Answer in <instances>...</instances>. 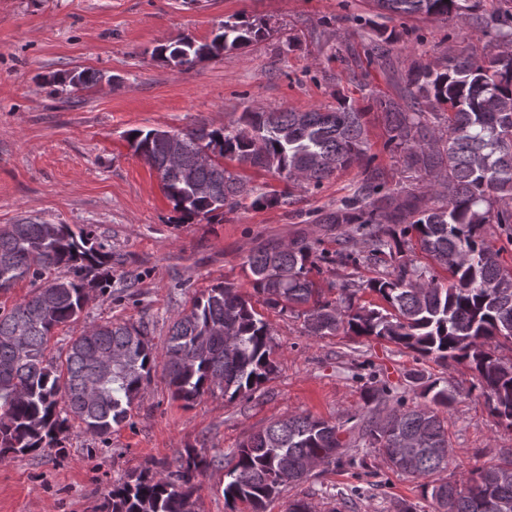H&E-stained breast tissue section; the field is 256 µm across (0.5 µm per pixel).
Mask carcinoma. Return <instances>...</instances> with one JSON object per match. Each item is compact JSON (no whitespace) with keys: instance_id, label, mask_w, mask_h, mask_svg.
I'll return each instance as SVG.
<instances>
[{"instance_id":"obj_1","label":"carcinoma","mask_w":512,"mask_h":512,"mask_svg":"<svg viewBox=\"0 0 512 512\" xmlns=\"http://www.w3.org/2000/svg\"><path fill=\"white\" fill-rule=\"evenodd\" d=\"M374 2L392 17L448 21L463 10L476 11L478 0ZM474 20L493 52L478 55L464 47L443 60L413 62L395 98L361 83L360 104L343 98L334 108L307 111L248 107L237 126L177 132L183 153L207 150L215 157L209 164L172 163L167 131L136 129L127 139L160 173L173 209L188 217L222 216L250 197L254 205L284 203L275 193L256 194L224 167L226 159L286 179L298 170L315 187L360 168L355 190L322 212L319 222L336 226V259L355 262L365 253L384 266L369 288L386 306L355 305L356 288L326 299L311 273L329 256L303 237L261 245L246 256L254 292L269 309L300 312L311 336H373L422 358L466 362L490 413L512 426V359L497 354L503 342L512 343V268L488 240L493 224L512 231V8ZM272 32L266 22L226 21L209 42L184 36L154 53L167 63L180 54L190 68ZM398 40L394 31L380 33L369 63L393 68ZM371 111L380 113L386 147L402 153L406 176L392 187L368 154ZM194 186L209 192L195 195ZM410 236L448 270V283L405 254ZM22 279L34 290L10 310L0 309V457L59 453L62 436L75 423L107 440L130 420L135 401L158 374L187 407L217 390L250 399L275 371L270 324L238 289L221 284L193 297L175 316L161 365L146 326L112 321L83 326L69 337L64 361L47 359L54 330L80 318L86 289L104 296L112 288V250L91 229L76 232L47 221L0 228V292ZM115 351L122 360L105 365ZM92 378L97 391L90 396L86 384ZM382 394V387L366 391L367 419L348 428L347 441L342 427L310 414L276 419L252 433L233 452L226 472L230 512L239 502L249 512H265L283 487L309 475L310 459L329 464L357 441L385 453L415 442L410 459L391 466L403 474L430 476L445 468L451 447L441 410L453 406L456 388L428 381L421 401L388 411L381 408ZM214 464L204 450L186 448L161 471L148 467L113 484L100 512H195L198 478ZM423 493L435 512H497L500 502L512 512V460L473 470L459 484L427 483Z\"/></svg>"}]
</instances>
